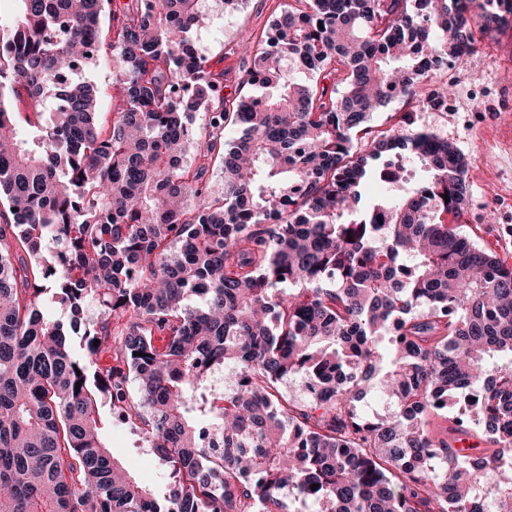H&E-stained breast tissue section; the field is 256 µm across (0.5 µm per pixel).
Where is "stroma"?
<instances>
[{
	"mask_svg": "<svg viewBox=\"0 0 512 512\" xmlns=\"http://www.w3.org/2000/svg\"><path fill=\"white\" fill-rule=\"evenodd\" d=\"M283 3L241 0L225 10L208 11L194 40L210 71L224 76L219 96L232 98L240 92L241 70L246 64L236 47L240 33L264 38ZM82 77L96 85L99 120L110 125L120 96L112 82L111 64H90ZM446 78L453 92L444 103L410 105L398 99L376 112L373 122L385 129L391 115L408 112L417 127L454 143L469 161L460 230L512 266V24L502 23L477 35L474 51L449 66ZM104 439L131 474L158 492L166 491L169 480L164 467L147 455L129 428L106 419Z\"/></svg>",
	"mask_w": 512,
	"mask_h": 512,
	"instance_id": "1",
	"label": "stroma"
}]
</instances>
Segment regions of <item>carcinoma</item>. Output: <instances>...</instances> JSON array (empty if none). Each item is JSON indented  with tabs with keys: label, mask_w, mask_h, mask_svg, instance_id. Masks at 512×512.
<instances>
[{
	"label": "carcinoma",
	"mask_w": 512,
	"mask_h": 512,
	"mask_svg": "<svg viewBox=\"0 0 512 512\" xmlns=\"http://www.w3.org/2000/svg\"><path fill=\"white\" fill-rule=\"evenodd\" d=\"M14 2L0 19V512H480V496L512 512V267L443 219L461 214L465 156L408 112L371 124L394 99L448 97L429 81L474 50L468 13L486 20L495 0H289L265 39L240 38L248 91L216 107L198 0H136L105 32L110 0ZM108 52L122 89L109 129L76 79L18 137L11 99ZM226 127L241 135L225 142ZM214 159L219 197L203 180ZM410 161L424 181L393 172ZM370 180L397 190L365 207ZM43 294L66 316H44ZM226 366L240 383L221 395L208 377ZM291 378L318 397L288 396ZM369 394L385 417L361 413ZM103 401L157 449L168 493L118 463ZM461 401L473 408L453 423L482 429L483 456L432 430ZM205 423L222 450L203 446Z\"/></svg>",
	"instance_id": "1"
}]
</instances>
